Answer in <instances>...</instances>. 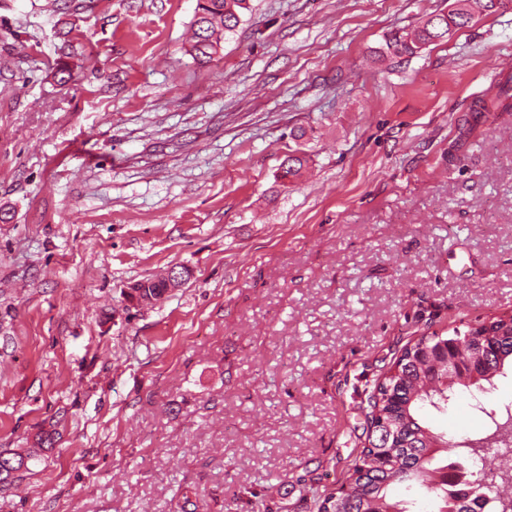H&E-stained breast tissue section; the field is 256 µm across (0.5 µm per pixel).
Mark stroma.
I'll use <instances>...</instances> for the list:
<instances>
[{
	"label": "stroma",
	"instance_id": "stroma-1",
	"mask_svg": "<svg viewBox=\"0 0 512 512\" xmlns=\"http://www.w3.org/2000/svg\"><path fill=\"white\" fill-rule=\"evenodd\" d=\"M451 2L249 0L201 64L196 0H0V512H317L403 347L512 314V9L385 46ZM184 275L181 272H176L174 269H170L169 271L156 275L153 277L155 281L162 280L164 288L166 289L165 292L160 294L158 298H150V299H144L140 296L141 290H134L133 288H141L139 285L136 286L135 283L130 284L127 288V295L130 298V300L134 304L142 305V304H151V303H158L162 301L167 294L170 292L176 290L177 288H181L185 282V279H183Z\"/></svg>",
	"mask_w": 512,
	"mask_h": 512
}]
</instances>
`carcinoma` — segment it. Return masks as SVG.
<instances>
[{
  "instance_id": "cac0c4a2",
  "label": "carcinoma",
  "mask_w": 512,
  "mask_h": 512,
  "mask_svg": "<svg viewBox=\"0 0 512 512\" xmlns=\"http://www.w3.org/2000/svg\"><path fill=\"white\" fill-rule=\"evenodd\" d=\"M512 0H453L448 12L430 16L422 26L395 30L386 37L396 56H412L425 46L443 40L468 26L479 14L506 10ZM248 0H197L194 32L186 52L200 63L217 54L224 35L240 23ZM306 159L288 156L280 178L299 175ZM443 344L454 348L457 359L473 366L469 385L494 386V378L512 367V315L499 316L470 326L452 336L436 332L407 343L393 362V372L383 376L369 396L367 442L346 478L347 489L323 492L316 497L318 512H411L409 502L397 500L393 488L418 485L433 494L436 512H485L490 501L506 502V489L492 483L485 470L468 471L460 479L459 463L448 460L460 448L433 432L422 420L426 408L442 411L455 397L461 375L448 369L438 357H429ZM512 441V417L492 420L483 437L465 444L472 460L483 459L493 448Z\"/></svg>"
}]
</instances>
